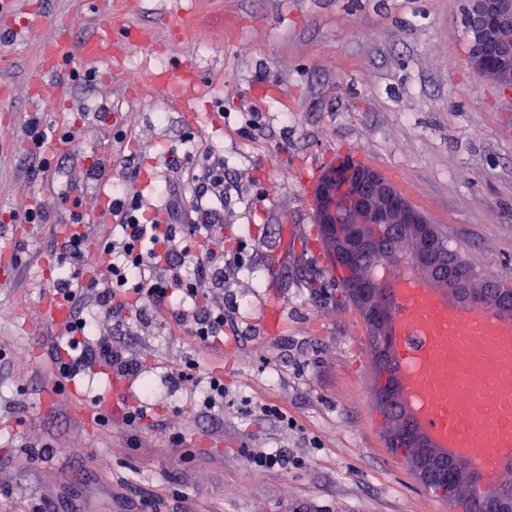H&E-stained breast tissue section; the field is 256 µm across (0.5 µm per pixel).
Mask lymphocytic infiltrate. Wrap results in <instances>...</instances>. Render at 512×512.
<instances>
[{"label":"lymphocytic infiltrate","mask_w":512,"mask_h":512,"mask_svg":"<svg viewBox=\"0 0 512 512\" xmlns=\"http://www.w3.org/2000/svg\"><path fill=\"white\" fill-rule=\"evenodd\" d=\"M111 205L119 224L117 232L92 228L82 212L70 210L69 233L61 235L60 260L70 273L53 284V292L68 306L84 300L102 308L114 329L130 326L137 305L165 306L173 296L194 302L192 315L174 310L176 320H189L190 333L203 342L224 340V308L212 304L209 290L224 287L227 271L224 250L202 248L198 231L215 235L222 227L220 215L202 210L200 223L178 224L182 212L171 205L172 222L162 224L145 218L139 196L129 195L124 186H115ZM96 234L101 251L110 261L99 276L84 279L85 242ZM64 336L66 346L56 348L52 362L63 379H75L81 368L98 363L126 375L138 370L125 349L114 344L111 335L97 333L94 322L71 315Z\"/></svg>","instance_id":"f902f5d3"}]
</instances>
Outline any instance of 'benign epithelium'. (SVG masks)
I'll list each match as a JSON object with an SVG mask.
<instances>
[{"label": "benign epithelium", "mask_w": 512, "mask_h": 512, "mask_svg": "<svg viewBox=\"0 0 512 512\" xmlns=\"http://www.w3.org/2000/svg\"><path fill=\"white\" fill-rule=\"evenodd\" d=\"M473 46L468 57L479 74L512 89V0H468ZM318 223L336 257L353 270L352 297L379 353H392V293L387 285L371 286L359 258L364 249L393 263L394 244L412 238L416 273L437 295L472 311L491 310L512 320V294L494 287L459 288L439 260L438 238L425 215L383 174L350 158L328 169L315 189ZM374 397L383 417L388 448L403 458L419 482L445 492L463 483L474 490L470 512H512V487L489 486L467 462L448 465L450 454L418 426L405 402L397 377L382 380Z\"/></svg>", "instance_id": "benign-epithelium-1"}]
</instances>
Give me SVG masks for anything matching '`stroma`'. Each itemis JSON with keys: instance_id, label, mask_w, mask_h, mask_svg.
I'll return each mask as SVG.
<instances>
[{"instance_id": "35a3bbf8", "label": "stroma", "mask_w": 512, "mask_h": 512, "mask_svg": "<svg viewBox=\"0 0 512 512\" xmlns=\"http://www.w3.org/2000/svg\"><path fill=\"white\" fill-rule=\"evenodd\" d=\"M467 0H21L0 16V251L18 261L0 275V512L33 500L59 512H450L392 454L374 408L366 325L332 285L316 240L315 188L345 155L383 173L453 248L486 277L512 273V91L468 64ZM45 17L25 41L12 30ZM151 30L118 70L71 63L75 79L47 77L41 113L74 131L84 154L57 146L58 170L42 174L21 129L24 94L42 40L69 28L92 35L106 20ZM182 20L185 37L169 38ZM372 38H364L363 29ZM192 65L205 93L188 123L162 94L137 86L148 74ZM224 167V195L205 198L224 217V253L243 264L224 285V344H187L189 323L171 308L146 307L117 337L142 369L114 396L107 424L84 421L70 390L55 388L51 338L39 304L66 264L42 270L50 227L28 234L26 209L48 204L52 220L71 207L92 215L114 185L142 192L166 220L167 188L195 200L186 177ZM100 175L85 178L84 169ZM289 179H282V170ZM156 174L148 191L144 175ZM291 225L295 237L281 235ZM280 306L283 329L261 337V312ZM195 361L224 380V407L200 410L176 377ZM150 396V417L130 431L127 403ZM274 405L287 421L265 416ZM181 433L191 461L169 443ZM282 449L301 467L255 478L250 452ZM105 467L87 472L89 456ZM181 497H173V488Z\"/></svg>"}]
</instances>
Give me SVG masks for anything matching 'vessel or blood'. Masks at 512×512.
<instances>
[{"mask_svg":"<svg viewBox=\"0 0 512 512\" xmlns=\"http://www.w3.org/2000/svg\"><path fill=\"white\" fill-rule=\"evenodd\" d=\"M152 41L151 33L109 23L79 42L56 34L41 45L39 72L28 81L27 96L34 103L44 101L43 74L65 61L108 65L113 53L127 45ZM176 82L171 102L186 120L195 121V101L205 84L192 68L180 69ZM391 283L392 355L419 425L438 447L498 479L512 456V321L452 306L413 273L394 274ZM68 317L67 306L44 296L42 323L57 332Z\"/></svg>","mask_w":512,"mask_h":512,"instance_id":"vessel-or-blood-1","label":"vessel or blood"}]
</instances>
